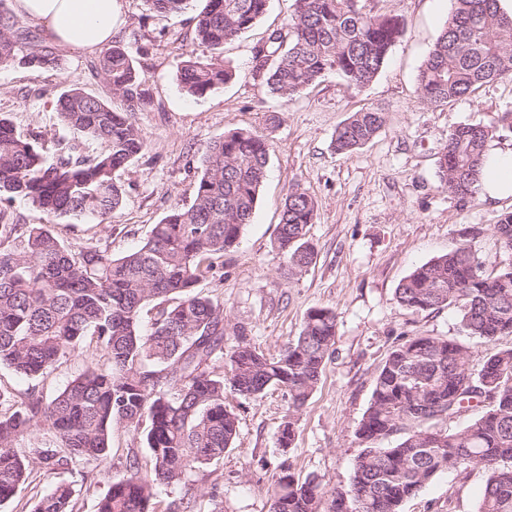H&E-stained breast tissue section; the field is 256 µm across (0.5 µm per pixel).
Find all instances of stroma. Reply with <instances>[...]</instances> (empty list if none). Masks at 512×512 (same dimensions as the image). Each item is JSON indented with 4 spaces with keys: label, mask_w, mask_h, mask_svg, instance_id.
Listing matches in <instances>:
<instances>
[{
    "label": "stroma",
    "mask_w": 512,
    "mask_h": 512,
    "mask_svg": "<svg viewBox=\"0 0 512 512\" xmlns=\"http://www.w3.org/2000/svg\"><path fill=\"white\" fill-rule=\"evenodd\" d=\"M365 13L395 15L405 32L372 82L350 86L336 75L317 80L300 96L281 104L251 77L256 48L268 33L285 27L295 0H270L266 14L250 29L224 45V60L240 73L221 90L198 98L184 96L177 85L181 50L207 57L194 39L198 6L179 16L146 15L142 0H117L114 39L139 33L149 54L142 59L152 108L136 113L144 151L115 174L125 203L110 222L56 216L15 198L9 209L14 224H44L72 246H109L120 256L146 238L174 206L191 202L206 145L232 129H245L272 146L269 172L259 203L238 246L224 257V278L204 281L199 292L224 305L226 345L244 328L257 350L277 356L284 343L298 336L306 312L313 307L335 311L334 352L320 383L298 413L289 449L279 443L288 419V396L270 388L251 400L226 394L225 404L239 419L237 436L223 459L192 473L188 487L159 491L156 512L189 496L195 512H269L267 489L281 458H288L299 477H315L328 487L346 486L361 448L356 436L373 390L374 379L389 352L409 336H446L470 349V366L484 361L505 342H486L465 335L454 310L415 313L396 300L397 285L416 267L463 243H470L486 271L512 262L495 233L503 213L512 211V196L462 200L442 188L439 151L449 131L463 124L495 127L490 153L512 154V129L502 128V112L512 109V77L482 85L474 94L436 107L417 92L418 70L455 8V0H360ZM67 67L39 72L19 65L0 68V114L21 134L42 132L46 138L66 133L56 111L57 95L80 87L111 97L101 76L88 70L94 54L65 50ZM383 108L386 122L366 145L349 154L336 153L337 127L352 113ZM278 122H270V114ZM305 189L315 202V218L307 237L316 260L292 274L275 248L276 226L291 186ZM480 228L467 239L470 227ZM101 352L83 342L69 352L47 377L36 380L0 368V388L15 401L35 391L50 398L72 378L97 362ZM147 461L142 431L117 426L112 448L87 475L64 467L34 465L28 480L0 512H30L32 505L59 483L73 484L74 512H97L114 475L123 473L130 454ZM486 481L482 467L445 472L407 499L402 512H476Z\"/></svg>",
    "instance_id": "stroma-1"
}]
</instances>
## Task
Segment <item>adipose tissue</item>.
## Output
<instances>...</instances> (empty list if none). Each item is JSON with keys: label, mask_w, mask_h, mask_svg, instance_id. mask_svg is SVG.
<instances>
[{"label": "adipose tissue", "mask_w": 512, "mask_h": 512, "mask_svg": "<svg viewBox=\"0 0 512 512\" xmlns=\"http://www.w3.org/2000/svg\"><path fill=\"white\" fill-rule=\"evenodd\" d=\"M117 0H16L26 18L44 24L57 42L72 49H94L112 40ZM481 196L512 195V155L490 156L480 180Z\"/></svg>", "instance_id": "adipose-tissue-1"}]
</instances>
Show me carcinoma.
Returning a JSON list of instances; mask_svg holds the SVG:
<instances>
[{
  "label": "carcinoma",
  "instance_id": "carcinoma-1",
  "mask_svg": "<svg viewBox=\"0 0 512 512\" xmlns=\"http://www.w3.org/2000/svg\"><path fill=\"white\" fill-rule=\"evenodd\" d=\"M193 0H144L146 11L177 16ZM195 39L211 56L186 55L178 69L181 92L202 97L238 78L224 62V44L267 11L270 0H203ZM359 0H295L285 28L272 30L251 70L276 100L288 103L327 73L349 85H368L404 32L396 16H371ZM146 48L120 41L92 65L112 95L78 87L59 93L61 124L85 140H56L44 156L41 133L22 136L0 115V219L16 196L57 216L107 222L124 202L114 173L144 149L133 115L151 105L135 54ZM59 72L66 60L53 36L32 28L0 0V66ZM512 76V14L500 0H455V9L417 75L420 97L434 106ZM385 124V113H353L336 129L334 149L351 153ZM494 130L464 124L448 133L439 157L443 187L460 199L475 197ZM104 149L97 151L93 145ZM272 144L244 129L211 141L201 158L192 202L176 206L132 251L116 257L97 245L66 246L44 225L0 224V368L28 379L51 374L61 358L89 336L103 351L54 397L29 393L15 406L0 390V504L22 489L35 464L87 465L105 459L115 425L139 429L149 470L132 456L126 474L112 478L97 512H155L159 486H186L194 469L224 458L238 429L224 403L230 391L249 399L271 387L288 394L289 415L315 391L336 338V313L310 309L298 336L266 357L240 331L224 349V305L196 292L199 283L224 278V253L238 243L256 211ZM315 206L293 188L285 199L274 244L289 269L303 272L316 259L306 238ZM512 211L496 234L512 250ZM413 312L453 309L468 336L512 337V264L494 273L462 244L413 270L395 288ZM155 309L148 327L141 314ZM469 347L443 336H411L387 356L375 377L357 430L363 448L348 485L326 488L299 481L283 457L273 474L270 512H401L405 500L445 471L485 469L476 512H512V347L491 355L481 369L469 365ZM488 411L453 432L437 428L472 403ZM50 437L27 449L22 442L40 424ZM395 445L383 447L389 437ZM73 488L55 486L31 512H73Z\"/></svg>",
  "mask_w": 512,
  "mask_h": 512
}]
</instances>
